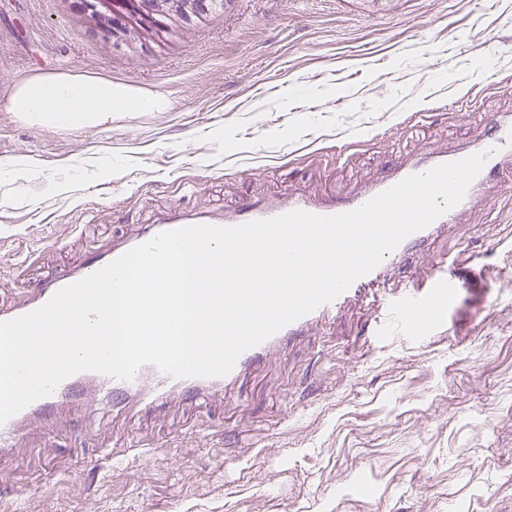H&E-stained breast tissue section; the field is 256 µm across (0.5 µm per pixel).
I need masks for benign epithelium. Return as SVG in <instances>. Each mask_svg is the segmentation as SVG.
<instances>
[{
    "instance_id": "7a95c632",
    "label": "benign epithelium",
    "mask_w": 512,
    "mask_h": 512,
    "mask_svg": "<svg viewBox=\"0 0 512 512\" xmlns=\"http://www.w3.org/2000/svg\"><path fill=\"white\" fill-rule=\"evenodd\" d=\"M122 10L112 11V21L102 17L96 0H80V12L93 28L128 47L143 43L152 29L161 24L173 27L199 19L209 11L213 0H120Z\"/></svg>"
}]
</instances>
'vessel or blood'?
<instances>
[{
  "instance_id": "1",
  "label": "vessel or blood",
  "mask_w": 512,
  "mask_h": 512,
  "mask_svg": "<svg viewBox=\"0 0 512 512\" xmlns=\"http://www.w3.org/2000/svg\"><path fill=\"white\" fill-rule=\"evenodd\" d=\"M487 153L488 159L477 177L469 185L460 203L437 218L428 227L405 238L394 250L385 253L383 262L370 273L358 278L352 285L332 302L319 306L282 328L280 331L244 351L237 359L232 370L220 377L175 378L161 372L153 365L140 367L134 377L121 380L94 371H82L63 380L48 396L35 400L20 412L0 425V455L9 453L25 442L24 426H35L46 420L59 407L69 403L98 404L111 400L120 408L138 411H155L163 408L168 398L175 393L192 394L201 397L223 391L235 384L253 367L265 360L271 349L290 343L300 336L304 329L319 320L336 315L343 305L357 295H370L384 279L388 264L403 259L428 243L432 236L444 225L454 223L459 214L472 208L476 203L489 202L497 178L506 165L512 164V113L495 115L491 132L481 142L452 151H433L421 156L408 158L391 173L376 179L363 189L332 201H314L296 195L287 202L272 203L255 201L244 209L227 213L221 217L210 215L180 213L158 224L142 225L136 235L123 242L93 255L79 267L63 271L45 282L41 287L27 291L26 299L18 305H0V321L11 320L26 315L44 305L59 289L72 284L85 276L103 268L135 246L152 239L157 234L191 225L236 226L256 220L271 219L295 210L331 216L346 213L359 208L366 202L395 186L405 178L422 174L431 168L468 156ZM457 280L451 270L440 267L433 280L423 288H409L404 291L387 310L382 324V332L392 335L407 327L410 313L426 316L437 314L446 306L450 289Z\"/></svg>"
}]
</instances>
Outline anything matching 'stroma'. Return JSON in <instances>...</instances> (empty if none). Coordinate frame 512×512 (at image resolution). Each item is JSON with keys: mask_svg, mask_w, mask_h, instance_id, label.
Masks as SVG:
<instances>
[{"mask_svg": "<svg viewBox=\"0 0 512 512\" xmlns=\"http://www.w3.org/2000/svg\"><path fill=\"white\" fill-rule=\"evenodd\" d=\"M224 0L131 49L76 0H0V304L178 210L338 199L405 159L479 142L512 112V0ZM163 97L94 128L27 121V79ZM477 256L470 265L469 256ZM453 264L422 334L382 336V299ZM67 406L0 457L26 512H512V179L395 264L374 296L205 405L134 423Z\"/></svg>", "mask_w": 512, "mask_h": 512, "instance_id": "stroma-1", "label": "stroma"}]
</instances>
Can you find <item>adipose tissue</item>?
<instances>
[{"label": "adipose tissue", "instance_id": "adipose-tissue-1", "mask_svg": "<svg viewBox=\"0 0 512 512\" xmlns=\"http://www.w3.org/2000/svg\"><path fill=\"white\" fill-rule=\"evenodd\" d=\"M160 100L102 78L58 75L28 80L9 109L65 128L97 126L115 112H151Z\"/></svg>", "mask_w": 512, "mask_h": 512}]
</instances>
